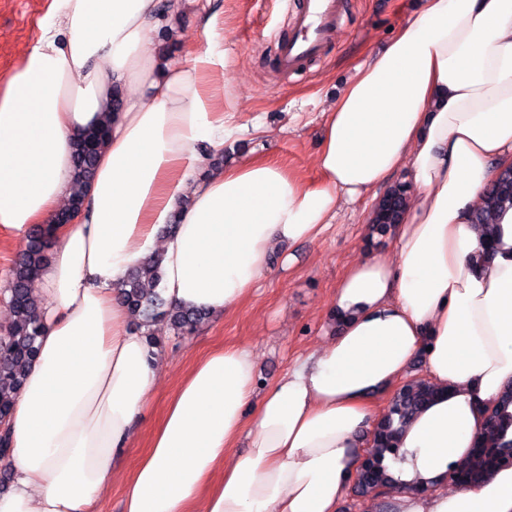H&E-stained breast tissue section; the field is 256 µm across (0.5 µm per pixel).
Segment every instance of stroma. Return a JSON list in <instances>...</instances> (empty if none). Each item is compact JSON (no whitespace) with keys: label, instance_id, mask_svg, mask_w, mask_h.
Instances as JSON below:
<instances>
[{"label":"stroma","instance_id":"stroma-1","mask_svg":"<svg viewBox=\"0 0 512 512\" xmlns=\"http://www.w3.org/2000/svg\"><path fill=\"white\" fill-rule=\"evenodd\" d=\"M51 0H0V77L14 66L38 34ZM299 0H182L176 15L156 27V53L186 60L214 44L226 55L224 72L236 89L232 104L246 131L224 146L232 165L254 155L316 178L323 136L322 112L348 83L368 53L382 50L395 29L424 0H348L346 12L323 53L284 71L274 61L272 33L295 26ZM375 200L366 196L340 206L335 224L316 240L284 244L257 287L234 310L213 316L190 335L155 328L162 341L161 376L137 422L138 439L122 457L131 469L146 448L183 375L218 348L251 352L258 381L266 385L335 337L336 286L367 249L368 219Z\"/></svg>","mask_w":512,"mask_h":512}]
</instances>
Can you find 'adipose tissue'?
<instances>
[{"label": "adipose tissue", "mask_w": 512, "mask_h": 512, "mask_svg": "<svg viewBox=\"0 0 512 512\" xmlns=\"http://www.w3.org/2000/svg\"><path fill=\"white\" fill-rule=\"evenodd\" d=\"M53 2L0 82V224L52 223L75 189V136L110 123L85 216L34 284L44 331L8 420L15 479L0 512H94L111 484L160 377L114 297L148 254L163 256L169 302L223 314L280 244L315 239L340 203L402 169L395 249L347 270L335 338L261 394L249 351L198 361L126 480L123 512H338L374 395L418 357L441 394L389 463L396 512H512V466L443 489L512 384V207L496 217L493 259L472 222L512 166V0H425L324 110L313 180L260 155L209 169L201 147L221 151L240 130L224 108L235 89L213 48L182 63L155 55L158 0Z\"/></svg>", "instance_id": "adipose-tissue-1"}]
</instances>
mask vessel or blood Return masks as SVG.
I'll return each mask as SVG.
<instances>
[{
    "mask_svg": "<svg viewBox=\"0 0 512 512\" xmlns=\"http://www.w3.org/2000/svg\"><path fill=\"white\" fill-rule=\"evenodd\" d=\"M345 5L346 0H303L294 32L277 40L279 66L294 69L319 56L332 38Z\"/></svg>",
    "mask_w": 512,
    "mask_h": 512,
    "instance_id": "obj_1",
    "label": "vessel or blood"
}]
</instances>
